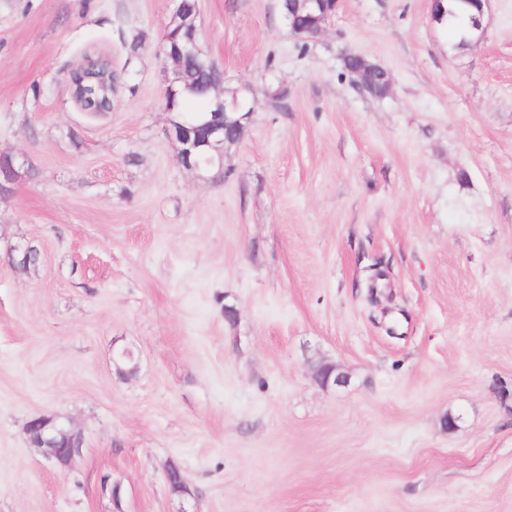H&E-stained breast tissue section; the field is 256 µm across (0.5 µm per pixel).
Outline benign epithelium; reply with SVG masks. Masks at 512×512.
<instances>
[{
	"instance_id": "obj_1",
	"label": "benign epithelium",
	"mask_w": 512,
	"mask_h": 512,
	"mask_svg": "<svg viewBox=\"0 0 512 512\" xmlns=\"http://www.w3.org/2000/svg\"><path fill=\"white\" fill-rule=\"evenodd\" d=\"M469 11L470 40L481 39L487 27L486 9L489 0H460ZM281 12L291 33L304 37L312 36L317 41L325 32L326 27L336 15L340 0H279ZM167 24L187 29L190 35L185 44L167 54L173 61L181 59L187 52L198 48V26L195 17L174 6L167 18ZM342 60L346 63L345 72L350 74L355 87L362 94H373L379 82H389L388 74H380L381 67L365 57L346 53ZM206 93L213 105V110L202 113V120L193 128L194 137L171 136L179 144L177 156L201 146H211L214 142L234 144L239 141L238 131L246 127L252 114L249 106V95L252 88L244 84L238 88L227 90L222 84H211ZM30 443L49 459L66 467L81 447L80 434L58 425L51 419L35 418L27 427Z\"/></svg>"
}]
</instances>
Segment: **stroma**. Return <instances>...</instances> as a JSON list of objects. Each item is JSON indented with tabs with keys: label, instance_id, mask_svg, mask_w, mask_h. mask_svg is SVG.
Returning a JSON list of instances; mask_svg holds the SVG:
<instances>
[{
	"label": "stroma",
	"instance_id": "stroma-1",
	"mask_svg": "<svg viewBox=\"0 0 512 512\" xmlns=\"http://www.w3.org/2000/svg\"><path fill=\"white\" fill-rule=\"evenodd\" d=\"M171 7L0 0V154L24 162L0 203V512H512V0L466 49L430 0H341L306 46L277 0H198L225 87L254 90L220 179L168 134ZM92 49L121 77L97 117L70 93ZM346 53L390 93L360 95ZM26 243L42 261L14 268ZM38 417L80 433L69 466L30 444ZM344 70L352 77V82L355 87L362 94L373 95L376 87L380 81H384L386 87L389 86L388 71L380 76L381 67L375 63L370 62L365 57L355 54L346 53L343 55ZM352 62V65L347 64Z\"/></svg>",
	"mask_w": 512,
	"mask_h": 512
}]
</instances>
